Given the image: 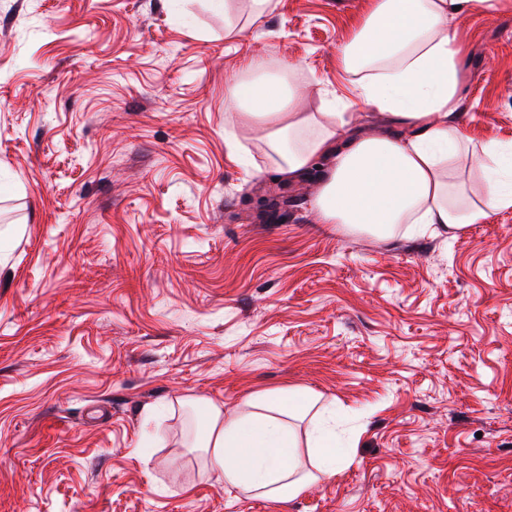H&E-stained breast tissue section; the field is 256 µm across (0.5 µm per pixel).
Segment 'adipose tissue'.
I'll use <instances>...</instances> for the list:
<instances>
[{"instance_id": "ef3b65f1", "label": "adipose tissue", "mask_w": 512, "mask_h": 512, "mask_svg": "<svg viewBox=\"0 0 512 512\" xmlns=\"http://www.w3.org/2000/svg\"><path fill=\"white\" fill-rule=\"evenodd\" d=\"M471 6L472 0H373L340 65L354 77L356 103L377 111L384 126L336 124V99L318 112L297 111L296 84L261 71L230 87L242 116L267 125L284 178L323 169L313 198L317 223L385 237L401 224L453 233L512 209V149L494 141L474 146L455 121L461 85L452 22ZM468 154L485 181L477 204L462 202L464 188L451 177L453 161ZM318 402L311 392L266 390L251 394L235 415L207 403L202 455L226 487L274 502L294 499L343 462L335 450L336 415ZM308 416L315 419L313 473L300 466L290 426Z\"/></svg>"}]
</instances>
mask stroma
Here are the masks:
<instances>
[{
	"label": "stroma",
	"mask_w": 512,
	"mask_h": 512,
	"mask_svg": "<svg viewBox=\"0 0 512 512\" xmlns=\"http://www.w3.org/2000/svg\"><path fill=\"white\" fill-rule=\"evenodd\" d=\"M369 0H0V512H512V210L455 236L317 223L227 86L349 99ZM244 28L242 38L225 27ZM457 123L512 143V0L461 14ZM335 405L345 463L273 503L200 402Z\"/></svg>",
	"instance_id": "35a3bbf8"
}]
</instances>
